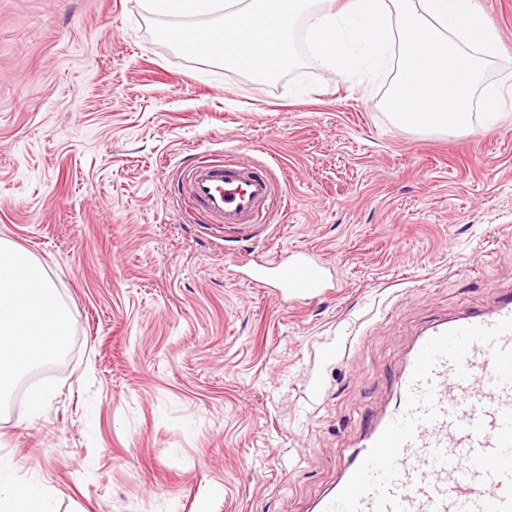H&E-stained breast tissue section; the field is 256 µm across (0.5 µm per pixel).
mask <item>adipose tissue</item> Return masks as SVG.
<instances>
[{"label":"adipose tissue","instance_id":"1","mask_svg":"<svg viewBox=\"0 0 512 512\" xmlns=\"http://www.w3.org/2000/svg\"><path fill=\"white\" fill-rule=\"evenodd\" d=\"M146 12L180 16L175 45L199 66L225 67L266 83L298 62L306 32L315 64L339 77L395 73L386 107L395 123L455 135L481 112L500 119L512 80L484 81L501 53L497 28L478 0H143ZM69 310L41 267L0 239V398L31 366L59 358ZM0 512H58L54 493L21 480L0 481Z\"/></svg>","mask_w":512,"mask_h":512}]
</instances>
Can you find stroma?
I'll use <instances>...</instances> for the list:
<instances>
[{
  "mask_svg": "<svg viewBox=\"0 0 512 512\" xmlns=\"http://www.w3.org/2000/svg\"><path fill=\"white\" fill-rule=\"evenodd\" d=\"M512 72V0H479ZM141 0H0V238L70 312L33 367L58 393L0 405V453L59 512H312L431 325L512 290V103L494 128L413 133L392 77L300 48L266 84L198 70ZM250 146L288 203L267 226L187 211L181 173ZM306 247L335 295L283 306L238 260Z\"/></svg>",
  "mask_w": 512,
  "mask_h": 512,
  "instance_id": "35a3bbf8",
  "label": "stroma"
}]
</instances>
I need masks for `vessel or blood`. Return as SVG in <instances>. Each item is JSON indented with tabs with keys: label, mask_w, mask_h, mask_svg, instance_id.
Segmentation results:
<instances>
[{
	"label": "vessel or blood",
	"mask_w": 512,
	"mask_h": 512,
	"mask_svg": "<svg viewBox=\"0 0 512 512\" xmlns=\"http://www.w3.org/2000/svg\"><path fill=\"white\" fill-rule=\"evenodd\" d=\"M188 207L210 223H266L282 186L240 151L197 161L182 179ZM249 285L283 305L339 286L309 248L257 263ZM395 406L365 429L316 512H512V291L492 309L430 327L399 374Z\"/></svg>",
	"instance_id": "vessel-or-blood-1"
}]
</instances>
